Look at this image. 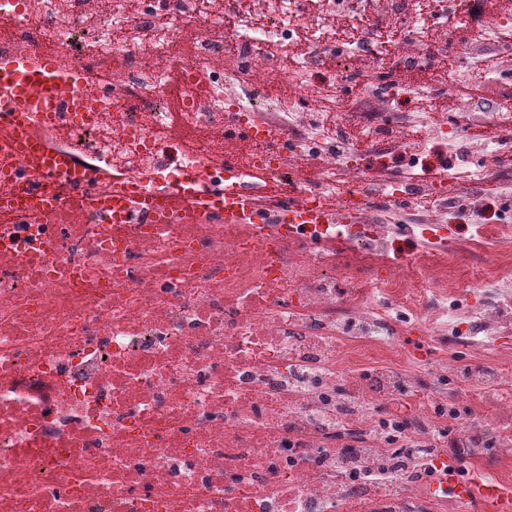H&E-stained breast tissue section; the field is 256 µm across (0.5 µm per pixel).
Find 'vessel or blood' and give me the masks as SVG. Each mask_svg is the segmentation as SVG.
Segmentation results:
<instances>
[{
    "label": "vessel or blood",
    "instance_id": "vessel-or-blood-1",
    "mask_svg": "<svg viewBox=\"0 0 512 512\" xmlns=\"http://www.w3.org/2000/svg\"><path fill=\"white\" fill-rule=\"evenodd\" d=\"M50 65L30 66L15 61L0 67V127L6 128L18 143L25 160L24 167L0 168V181L11 189H27L33 210L45 208L40 176L51 173L70 174V200L81 206H93L94 214L103 224H146L157 209L169 206L178 209L186 218L210 210L223 214L225 221L251 224L263 229L268 213L259 203L261 189L245 179L241 164L233 157H225L224 168L229 175L224 180L194 184L191 190L165 189L153 193H132L126 186H117L111 198L95 203V187L99 171L79 164L62 148L51 145L36 135L33 121L22 101L33 92H50ZM355 208L351 203L336 204L322 192L302 193L289 191L288 202L281 209L279 221L283 224H338L355 220ZM449 494L460 505L482 501L486 512H512V489L495 481L465 474L455 461H448L441 477Z\"/></svg>",
    "mask_w": 512,
    "mask_h": 512
}]
</instances>
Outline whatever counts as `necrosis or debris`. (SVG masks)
Wrapping results in <instances>:
<instances>
[{
	"label": "necrosis or debris",
	"instance_id": "4bbe7bcc",
	"mask_svg": "<svg viewBox=\"0 0 512 512\" xmlns=\"http://www.w3.org/2000/svg\"><path fill=\"white\" fill-rule=\"evenodd\" d=\"M90 2L0 0V63L52 58L58 92L78 86L86 99L83 111L56 113L46 135L141 191L223 178L229 148L278 192H366L346 163L352 140L369 150L404 131L375 114L337 122L347 104L337 82L376 84L397 111L429 92L383 80L380 15L401 19L430 58L462 31L512 52L499 17L469 26L471 0H318L317 14L308 0H264L259 15L242 0H159L136 14L108 0L100 17ZM338 13L358 33L335 51L321 19ZM182 40L189 54H173ZM299 45L303 55L278 69ZM354 52L363 71L327 68ZM119 53L130 68H113ZM304 100L310 111H298ZM237 123L257 135L230 136ZM467 123L425 118L415 164L452 149L450 128ZM280 140L297 166L271 161ZM357 215L345 235L163 212L114 231L64 206L35 216L20 240L0 216V512H455L451 496L425 493L428 476L394 464L407 445L446 459L435 432L461 408L479 460L486 434L512 419V371L481 342L512 334V269L474 273L482 293L470 306L448 287L462 254L512 252V226L486 224L395 265L374 210ZM416 326L438 347L428 373L400 344Z\"/></svg>",
	"mask_w": 512,
	"mask_h": 512
}]
</instances>
